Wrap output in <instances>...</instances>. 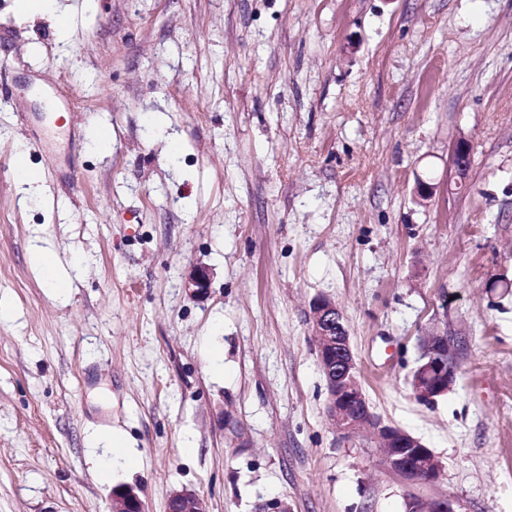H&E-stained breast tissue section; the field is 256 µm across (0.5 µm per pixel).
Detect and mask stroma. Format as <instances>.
<instances>
[{
  "instance_id": "stroma-1",
  "label": "stroma",
  "mask_w": 512,
  "mask_h": 512,
  "mask_svg": "<svg viewBox=\"0 0 512 512\" xmlns=\"http://www.w3.org/2000/svg\"><path fill=\"white\" fill-rule=\"evenodd\" d=\"M92 2L63 39L0 0V512H108L119 485L146 512L185 488L211 512H406L374 439L326 419L321 295L374 412L441 467L419 495L512 512V0ZM429 336L455 381L425 402ZM112 430L139 466L103 479L87 444ZM31 260L43 285L50 288L56 298L65 299L70 292V281L55 254L46 247L34 246ZM211 285V272L202 265L193 266L184 278L183 287L192 296L204 298Z\"/></svg>"
}]
</instances>
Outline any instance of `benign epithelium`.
Segmentation results:
<instances>
[{"mask_svg":"<svg viewBox=\"0 0 512 512\" xmlns=\"http://www.w3.org/2000/svg\"><path fill=\"white\" fill-rule=\"evenodd\" d=\"M471 145L461 139L452 149V162L459 175H464L470 161ZM211 285L209 268L196 265L184 278L183 288L192 296L203 298ZM310 327L315 338L317 360L327 389L326 416L331 426L349 437L360 430L370 431L381 443L388 467L411 485L434 483L440 467L430 448L403 428L376 414L357 375L350 336L341 310L327 296L316 298L311 305ZM455 369L448 353V341L431 336L425 343L421 362L412 376L414 393L426 400L448 392ZM109 512H145L137 488L128 485L112 490ZM168 512H210L208 499L195 490L173 493ZM407 512H460L458 502L448 497L423 499L413 497Z\"/></svg>","mask_w":512,"mask_h":512,"instance_id":"1","label":"benign epithelium"}]
</instances>
